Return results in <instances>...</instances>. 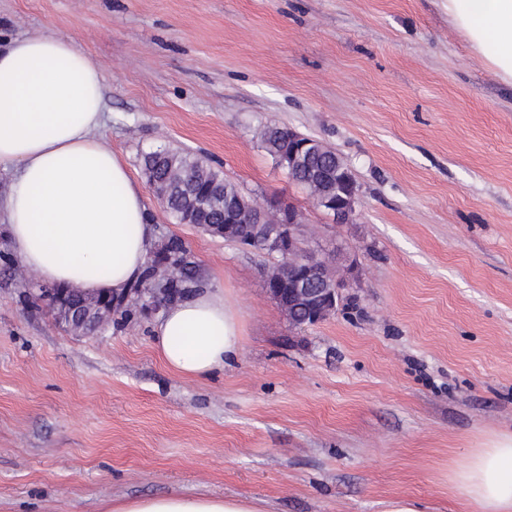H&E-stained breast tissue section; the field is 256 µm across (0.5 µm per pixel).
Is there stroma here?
<instances>
[{"mask_svg":"<svg viewBox=\"0 0 512 512\" xmlns=\"http://www.w3.org/2000/svg\"><path fill=\"white\" fill-rule=\"evenodd\" d=\"M49 31L104 72L106 144L143 186L156 240L239 312L241 351L188 380L134 307L91 336L20 297L0 263V512H104L167 494L256 497L266 512H465L448 485L512 432V84L446 0H0V37ZM273 124L321 141L360 205L335 223L260 147ZM204 158L302 216L299 245L356 287L298 327L270 256L162 208L156 147Z\"/></svg>","mask_w":512,"mask_h":512,"instance_id":"stroma-1","label":"stroma"}]
</instances>
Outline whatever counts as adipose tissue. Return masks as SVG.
I'll return each instance as SVG.
<instances>
[{
	"label": "adipose tissue",
	"mask_w": 512,
	"mask_h": 512,
	"mask_svg": "<svg viewBox=\"0 0 512 512\" xmlns=\"http://www.w3.org/2000/svg\"><path fill=\"white\" fill-rule=\"evenodd\" d=\"M448 17L495 74L512 83V0H448ZM103 73L73 41L50 33L0 45V167L16 177L0 218L22 267L44 282L123 293L154 244L141 186L99 134ZM165 366L185 378L222 371L241 348L237 313L203 290L168 306L152 327ZM448 481L473 512H512V433L476 449ZM105 512H265L257 499L169 495Z\"/></svg>",
	"instance_id": "adipose-tissue-1"
}]
</instances>
